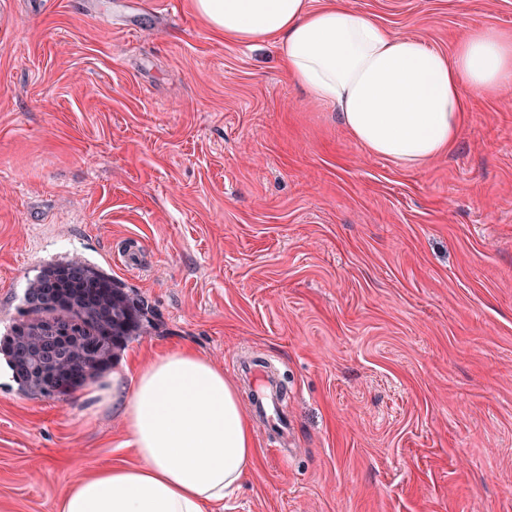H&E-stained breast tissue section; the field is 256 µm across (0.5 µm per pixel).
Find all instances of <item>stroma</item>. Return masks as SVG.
Masks as SVG:
<instances>
[{
	"instance_id": "obj_1",
	"label": "stroma",
	"mask_w": 512,
	"mask_h": 512,
	"mask_svg": "<svg viewBox=\"0 0 512 512\" xmlns=\"http://www.w3.org/2000/svg\"><path fill=\"white\" fill-rule=\"evenodd\" d=\"M97 3L0 7V334L81 257L153 323L113 370L185 344L245 403L239 364L272 365L293 433L253 422L224 512H512V91L401 168L188 0ZM348 3L447 54L512 30V0ZM124 440L83 391L1 383L0 512H52Z\"/></svg>"
}]
</instances>
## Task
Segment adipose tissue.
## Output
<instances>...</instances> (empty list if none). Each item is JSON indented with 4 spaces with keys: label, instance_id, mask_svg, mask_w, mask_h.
<instances>
[{
    "label": "adipose tissue",
    "instance_id": "adipose-tissue-1",
    "mask_svg": "<svg viewBox=\"0 0 512 512\" xmlns=\"http://www.w3.org/2000/svg\"><path fill=\"white\" fill-rule=\"evenodd\" d=\"M218 36L276 44L289 78L368 153L416 167L459 140L466 92L512 89V30L473 27L452 54L344 0H190ZM138 462L77 476L53 512H218L252 471L256 443L234 383L188 347L93 387Z\"/></svg>",
    "mask_w": 512,
    "mask_h": 512
}]
</instances>
